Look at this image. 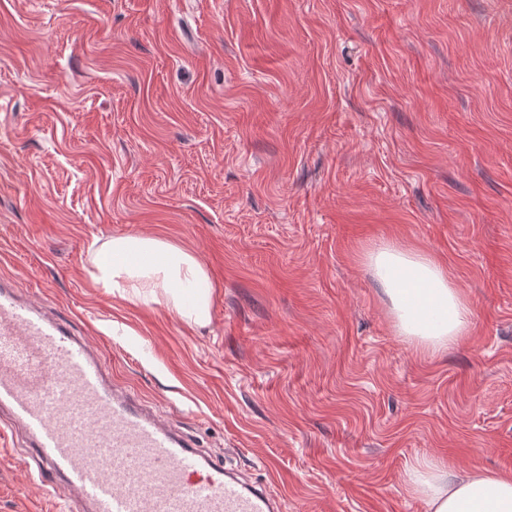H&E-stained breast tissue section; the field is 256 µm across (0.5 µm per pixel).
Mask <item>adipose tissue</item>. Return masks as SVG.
Instances as JSON below:
<instances>
[{
  "instance_id": "adipose-tissue-1",
  "label": "adipose tissue",
  "mask_w": 512,
  "mask_h": 512,
  "mask_svg": "<svg viewBox=\"0 0 512 512\" xmlns=\"http://www.w3.org/2000/svg\"><path fill=\"white\" fill-rule=\"evenodd\" d=\"M92 278L120 293L127 288H158L183 319H210L208 275L191 254L159 237H115L96 250ZM374 278L389 300L403 335L439 350L468 335L473 310L453 287L441 261L388 241L367 253ZM429 512H512V472L476 466L463 474L437 462L407 474Z\"/></svg>"
}]
</instances>
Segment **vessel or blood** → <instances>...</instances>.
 Listing matches in <instances>:
<instances>
[{"label": "vessel or blood", "instance_id": "vessel-or-blood-1", "mask_svg": "<svg viewBox=\"0 0 512 512\" xmlns=\"http://www.w3.org/2000/svg\"><path fill=\"white\" fill-rule=\"evenodd\" d=\"M21 425L46 486L64 480L79 512H274L118 385L99 353L0 279V409Z\"/></svg>", "mask_w": 512, "mask_h": 512}]
</instances>
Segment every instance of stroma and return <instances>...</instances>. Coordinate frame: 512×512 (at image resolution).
Listing matches in <instances>:
<instances>
[{
  "instance_id": "stroma-1",
  "label": "stroma",
  "mask_w": 512,
  "mask_h": 512,
  "mask_svg": "<svg viewBox=\"0 0 512 512\" xmlns=\"http://www.w3.org/2000/svg\"><path fill=\"white\" fill-rule=\"evenodd\" d=\"M204 267L211 317L89 276ZM419 248L469 336L397 334L365 259ZM283 512H428L410 468L512 471V0H0V276ZM0 446V512H69ZM92 279L112 293L124 288H161L183 319L203 325L210 319L208 275L191 254L159 237H114L96 250ZM129 256L138 259L131 261ZM191 292L186 302L185 293Z\"/></svg>"
}]
</instances>
